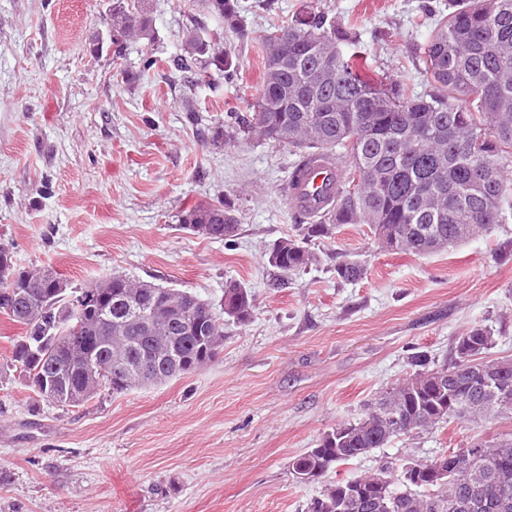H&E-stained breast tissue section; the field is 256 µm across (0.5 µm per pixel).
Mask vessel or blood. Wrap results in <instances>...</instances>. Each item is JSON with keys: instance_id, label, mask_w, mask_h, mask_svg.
<instances>
[{"instance_id": "obj_1", "label": "vessel or blood", "mask_w": 512, "mask_h": 512, "mask_svg": "<svg viewBox=\"0 0 512 512\" xmlns=\"http://www.w3.org/2000/svg\"><path fill=\"white\" fill-rule=\"evenodd\" d=\"M343 177V168L335 158L321 154L311 156L307 165L288 183L291 207L310 216L325 213Z\"/></svg>"}]
</instances>
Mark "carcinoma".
Instances as JSON below:
<instances>
[{"label":"carcinoma","instance_id":"obj_1","mask_svg":"<svg viewBox=\"0 0 512 512\" xmlns=\"http://www.w3.org/2000/svg\"><path fill=\"white\" fill-rule=\"evenodd\" d=\"M207 13L246 36L237 0H202ZM452 11L438 20L425 49L424 77L430 86L416 93L375 69L360 66L357 33L328 19L310 4L276 31L291 34L288 57L271 51L272 34L263 38V76L258 95L245 113L229 112L224 139H258L291 146L306 156L323 151L345 156V184L332 208L305 227L302 239L275 242L268 262L285 273L318 261L312 248L345 224H367L379 248L428 256L467 242L506 220L512 198V0H452ZM106 26L123 42L154 39L144 0H113ZM233 80L238 62L220 40L203 41L188 32L183 53L173 66H194ZM371 117V126L360 120ZM181 224H238L226 203H199L184 211ZM365 267L342 260L336 279L353 283ZM27 276L41 284L32 300L17 294L11 309L0 313L23 326L12 345L11 365L28 377L35 394L48 404L81 406L105 391L112 395L160 385L200 370L224 343V321L204 299H197L199 333L186 327L180 305L187 292L153 285L138 299L153 308V321L127 316L132 281L114 274L96 284L67 292L48 268L20 270L12 253L0 252V294L9 277ZM82 309L83 344L70 349L55 343L70 314ZM254 298L241 282L224 283V316L248 323ZM496 345L494 331L475 325L458 337L451 363L437 365L424 352L408 357L412 373L368 406L355 422L326 432L315 448L291 463L298 478L325 483L307 512H339L336 505L357 492L350 512H512V438L475 439L431 459H418L423 475L405 479V465L383 467L373 474L333 479L335 469L402 437L432 431L454 421L490 422L512 416V356L488 359ZM108 369L97 381L86 374L88 360ZM496 371L487 384L476 371L484 362ZM457 374L441 390L440 373ZM446 481L432 482L426 472L445 458ZM480 465L484 482L476 488L468 468Z\"/></svg>","mask_w":512,"mask_h":512}]
</instances>
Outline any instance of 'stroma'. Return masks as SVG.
<instances>
[{"mask_svg": "<svg viewBox=\"0 0 512 512\" xmlns=\"http://www.w3.org/2000/svg\"><path fill=\"white\" fill-rule=\"evenodd\" d=\"M306 2L239 0L248 40L222 30L237 79L195 83L170 60L192 22L219 24L191 0H150L154 41L128 42L118 60L101 38L112 0H0V242L15 266L73 287L122 274L218 311L231 278L256 304L249 323H225L218 356L195 373L68 408L41 401L11 366L21 329L0 314V512H305L324 486L296 479L292 460L401 382L411 350L451 361L457 337L481 324L500 333L489 358L512 355V260L496 258L512 249V219L428 257L378 249L368 225L347 224L316 243L305 271L269 264L272 244L301 232L288 204L300 153L214 132L257 94L260 39ZM316 2L359 34L367 65L427 91L432 24L419 0ZM148 55L160 64L145 71ZM221 199L238 218L233 241L181 229L183 210ZM345 259L363 262L362 279L337 280ZM510 433L508 417L454 422L337 476Z\"/></svg>", "mask_w": 512, "mask_h": 512, "instance_id": "1", "label": "stroma"}]
</instances>
